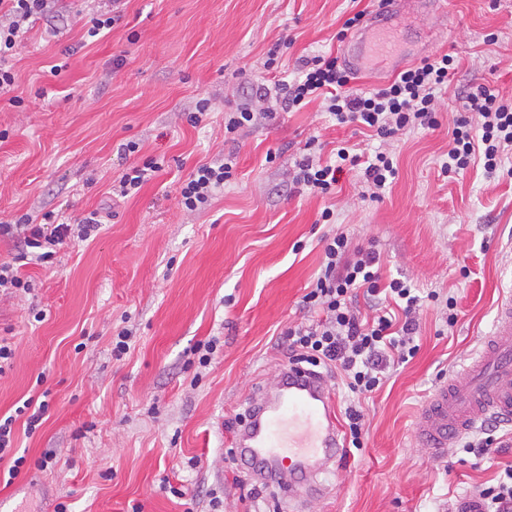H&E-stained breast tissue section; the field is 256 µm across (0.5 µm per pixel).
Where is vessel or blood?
Segmentation results:
<instances>
[{"instance_id": "b4317fda", "label": "vessel or blood", "mask_w": 512, "mask_h": 512, "mask_svg": "<svg viewBox=\"0 0 512 512\" xmlns=\"http://www.w3.org/2000/svg\"><path fill=\"white\" fill-rule=\"evenodd\" d=\"M490 417L512 421V297L499 302L479 355L425 403L417 435L438 452ZM235 445L248 459H289V472L302 473L305 480L282 485V503L299 506L321 492L319 474L342 451L330 387L315 375L284 366L278 396L249 406Z\"/></svg>"}]
</instances>
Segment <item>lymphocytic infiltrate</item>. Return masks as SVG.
<instances>
[{
	"mask_svg": "<svg viewBox=\"0 0 512 512\" xmlns=\"http://www.w3.org/2000/svg\"><path fill=\"white\" fill-rule=\"evenodd\" d=\"M57 2L0 0V95L10 94L15 83L5 61L26 24L53 13ZM455 70L453 57L441 54L401 70L384 85L360 92L352 87L354 74L330 51L305 60L293 80L274 78L272 85H258L252 94L260 100L275 95L285 112L322 101L337 123L361 124L389 142L437 126L436 93L451 82ZM461 108L452 130L449 167L463 170L479 157L485 171L497 172L505 152L512 150V101L483 86L463 94ZM337 157L331 163L304 154L292 173L294 188L327 195L335 190L344 165L360 164L371 197L378 198L396 174L391 156L384 151L363 160L342 147ZM235 165L232 156L198 165L180 187L183 209L193 213L208 205L231 179ZM97 225L92 217L76 227L52 221L33 224L22 218L17 224L0 226V232L22 234L32 260L46 263L57 246L74 236L90 238ZM322 242L320 272L302 298L303 307L318 312L320 318L315 324L289 329L285 339L288 359L312 373L336 369L349 391L364 397L382 387L391 364L417 354L415 313L422 300L444 301L452 324L457 321L456 302L435 290L420 296L404 279L383 280L379 254L353 247L346 232L326 235Z\"/></svg>",
	"mask_w": 512,
	"mask_h": 512,
	"instance_id": "obj_1",
	"label": "lymphocytic infiltrate"
}]
</instances>
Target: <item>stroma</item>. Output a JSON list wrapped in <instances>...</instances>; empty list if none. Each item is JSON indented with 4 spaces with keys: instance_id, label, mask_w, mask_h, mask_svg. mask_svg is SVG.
<instances>
[{
    "instance_id": "35a3bbf8",
    "label": "stroma",
    "mask_w": 512,
    "mask_h": 512,
    "mask_svg": "<svg viewBox=\"0 0 512 512\" xmlns=\"http://www.w3.org/2000/svg\"><path fill=\"white\" fill-rule=\"evenodd\" d=\"M100 6L63 0L59 14L35 20L10 59L24 103L0 96V225L38 224L49 212L102 221L45 264L21 261V237L0 235V259L17 261L32 285L0 298V341L15 350L0 376V418L15 416L14 446L26 456L13 479L0 462V512H206L214 491L224 512H279L278 488L252 493L227 424L275 388L288 328L312 320L299 301L319 271L326 208L356 245L379 252L383 278L447 291L458 316L450 327L440 305L423 307L417 354L369 398L328 374L337 413L358 406L367 434L300 512H451L494 484L512 463V426L499 430L510 451L491 460L459 440L430 451L416 422L441 381L478 354L512 293V154L493 175L479 163L446 166L457 92L484 85L512 99V0H440L428 12L413 0H128L121 21L91 38ZM360 9L373 33L399 26L410 37L394 56L375 55L355 88L438 53L459 59L450 90L436 96L439 125L394 143L398 174L381 199L359 168L343 171L331 196L296 192L288 174L310 138L328 151L372 141L318 101L231 136L224 113L266 82L275 43L291 40L281 71L293 79L299 58L343 50L336 33ZM61 62L66 70L52 74ZM202 97L214 110L194 127L186 114ZM130 140L140 150L127 156L120 146ZM229 154L237 167L223 192L183 211L181 182ZM150 158L161 170L137 194L113 196L126 168ZM124 328L131 349L118 361L112 340ZM211 336L224 339L218 359L189 366V350ZM29 398L48 404L31 433L15 414ZM47 453L59 464L41 466Z\"/></svg>"
}]
</instances>
